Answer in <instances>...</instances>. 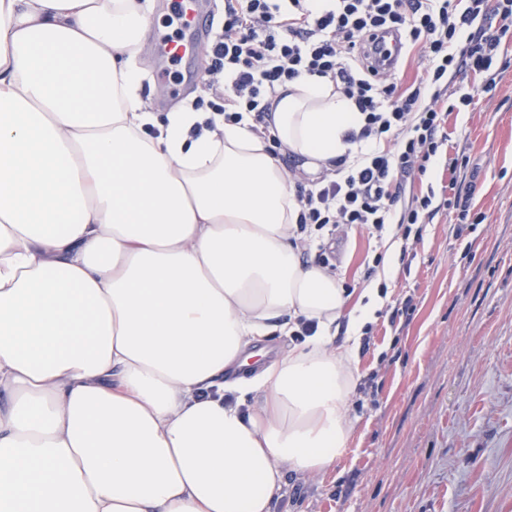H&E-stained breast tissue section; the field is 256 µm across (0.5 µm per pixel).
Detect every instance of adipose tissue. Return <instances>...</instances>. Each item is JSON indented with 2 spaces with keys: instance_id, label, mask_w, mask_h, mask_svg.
Here are the masks:
<instances>
[{
  "instance_id": "adipose-tissue-1",
  "label": "adipose tissue",
  "mask_w": 512,
  "mask_h": 512,
  "mask_svg": "<svg viewBox=\"0 0 512 512\" xmlns=\"http://www.w3.org/2000/svg\"><path fill=\"white\" fill-rule=\"evenodd\" d=\"M153 11L0 0V512H272L353 436L379 292L303 260L278 156L318 173L361 116L289 82L275 155L250 119L153 112ZM300 331H296L292 338H287L284 336H280L279 333L272 334L264 343H260L258 347L265 346V351L267 353L266 361L270 362L271 360L277 357V354L280 352L282 346L289 344H299L303 341V338H297L295 336H311L316 331V325L311 322H305L299 320Z\"/></svg>"
}]
</instances>
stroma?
<instances>
[{
  "mask_svg": "<svg viewBox=\"0 0 512 512\" xmlns=\"http://www.w3.org/2000/svg\"><path fill=\"white\" fill-rule=\"evenodd\" d=\"M166 20L157 0L152 27ZM147 35L143 94L157 112L175 99ZM496 86L455 83L470 105L448 117V155L434 189L454 185L479 224L440 211L416 237L343 226L329 256L342 287L384 286L358 352L363 383L350 400L353 442L325 475L288 478L274 512H512V38ZM465 166L449 171V154ZM391 256L384 276L376 259Z\"/></svg>",
  "mask_w": 512,
  "mask_h": 512,
  "instance_id": "stroma-1",
  "label": "stroma"
}]
</instances>
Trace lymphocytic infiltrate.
I'll list each match as a JSON object with an SVG mask.
<instances>
[{"label": "lymphocytic infiltrate", "instance_id": "lymphocytic-infiltrate-1", "mask_svg": "<svg viewBox=\"0 0 512 512\" xmlns=\"http://www.w3.org/2000/svg\"><path fill=\"white\" fill-rule=\"evenodd\" d=\"M399 40L400 61L417 57L411 84L376 59L382 33ZM512 32V0H224L209 45L206 96L195 110L226 121L251 117L268 135L278 90L301 77L327 79L363 118L350 134L355 155L329 160L320 176L295 179L298 230L309 225L426 224L439 209L470 214L459 193L407 195L446 150L456 80L470 72L494 88L498 48Z\"/></svg>", "mask_w": 512, "mask_h": 512}]
</instances>
